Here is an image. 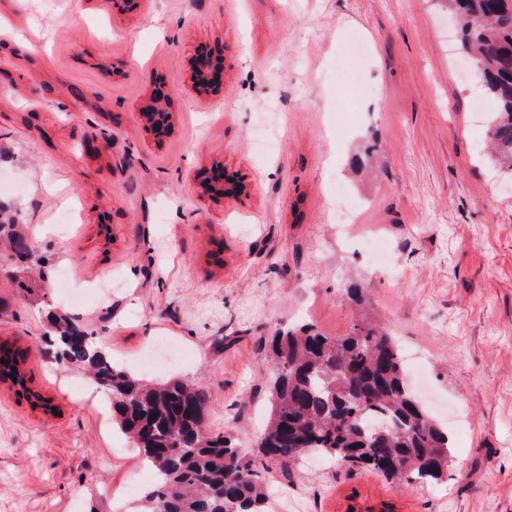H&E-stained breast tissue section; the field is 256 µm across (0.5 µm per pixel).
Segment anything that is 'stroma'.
<instances>
[{
  "label": "stroma",
  "mask_w": 512,
  "mask_h": 512,
  "mask_svg": "<svg viewBox=\"0 0 512 512\" xmlns=\"http://www.w3.org/2000/svg\"><path fill=\"white\" fill-rule=\"evenodd\" d=\"M440 0H0V215L25 223L23 262L0 259V342L26 351L44 413L0 383V512H136L106 498L136 454L104 433L41 355L46 314L69 311L115 363L160 336L183 349L163 377L211 394L208 422L251 452L276 326L345 335L386 323L426 368L419 397L453 438L448 483L397 487L320 456L270 512H512V178L486 153L492 101ZM224 51V90L192 88L199 47ZM171 95L162 140L140 122ZM85 102H78L75 91ZM276 140L268 154L259 136ZM223 158L246 185L202 194ZM72 219L58 222L64 210ZM44 272L36 301L19 292ZM73 280L121 271L107 303L67 307ZM366 305L342 298L349 284Z\"/></svg>",
  "instance_id": "obj_1"
}]
</instances>
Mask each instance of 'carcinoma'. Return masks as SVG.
Masks as SVG:
<instances>
[{"label": "carcinoma", "instance_id": "carcinoma-1", "mask_svg": "<svg viewBox=\"0 0 512 512\" xmlns=\"http://www.w3.org/2000/svg\"><path fill=\"white\" fill-rule=\"evenodd\" d=\"M460 20L462 43L498 110L490 121L495 163L512 172V0H443ZM0 246L30 253L24 227L0 223ZM46 355L88 374L108 397L112 422L156 471L143 512H268V481H283L309 454L362 465L397 484L448 476L452 437L417 400L404 349L390 330L363 319L345 336L310 324L277 328L267 354L271 410L248 458L231 436L210 430L209 393L185 379L150 381L115 364L103 342L65 313L47 317ZM21 353L0 344V381L44 413L49 401L28 387Z\"/></svg>", "mask_w": 512, "mask_h": 512}]
</instances>
